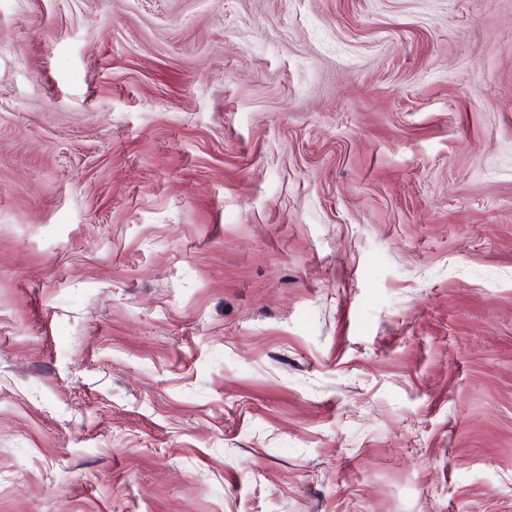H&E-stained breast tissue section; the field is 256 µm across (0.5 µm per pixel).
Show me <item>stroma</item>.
Returning a JSON list of instances; mask_svg holds the SVG:
<instances>
[{"label": "stroma", "instance_id": "35a3bbf8", "mask_svg": "<svg viewBox=\"0 0 512 512\" xmlns=\"http://www.w3.org/2000/svg\"><path fill=\"white\" fill-rule=\"evenodd\" d=\"M0 512H512V0H0Z\"/></svg>", "mask_w": 512, "mask_h": 512}]
</instances>
